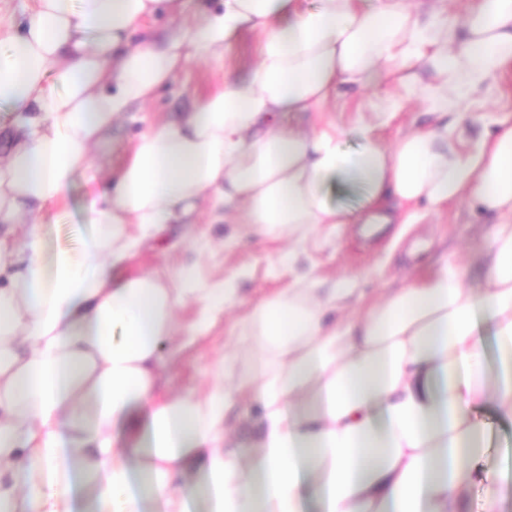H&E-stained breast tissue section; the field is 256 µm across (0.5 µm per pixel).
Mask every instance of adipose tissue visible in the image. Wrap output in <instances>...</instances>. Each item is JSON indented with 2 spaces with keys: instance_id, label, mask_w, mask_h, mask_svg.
Listing matches in <instances>:
<instances>
[{
  "instance_id": "1",
  "label": "adipose tissue",
  "mask_w": 512,
  "mask_h": 512,
  "mask_svg": "<svg viewBox=\"0 0 512 512\" xmlns=\"http://www.w3.org/2000/svg\"><path fill=\"white\" fill-rule=\"evenodd\" d=\"M184 0H36L0 39V107L15 112L0 158V224H24L23 249L0 239V512H76L73 480L96 512H186L191 466L207 478L213 512H300L311 491L323 512H463L494 403L512 419V122L477 139L468 123L512 67V0H220L168 42L146 24ZM260 36L248 74L192 111L138 134L123 163L100 173L92 152L135 105L150 103L189 60ZM398 77L433 123L393 145L378 126L404 98L358 114V151L335 124L304 125L343 83ZM85 176L81 246L46 255L39 214L63 208ZM362 185L352 210L329 182ZM467 199L498 213L487 285L451 266L363 304L352 280L308 284L257 304L240 334L252 344L239 387L260 409L258 439L240 453L225 431L231 392L172 397L160 348L175 314L199 297L198 337L235 298L203 285L198 267L131 275L126 266L170 225L249 224L280 237L321 224H414L413 203ZM341 319L326 323L328 310ZM491 325L505 371L490 382L479 322Z\"/></svg>"
}]
</instances>
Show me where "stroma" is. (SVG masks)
<instances>
[{"label": "stroma", "mask_w": 512, "mask_h": 512, "mask_svg": "<svg viewBox=\"0 0 512 512\" xmlns=\"http://www.w3.org/2000/svg\"><path fill=\"white\" fill-rule=\"evenodd\" d=\"M258 44L256 35L246 33L224 55L191 61L151 103L133 108L113 125L106 142L93 153L94 165L118 166L132 138L151 120L190 111L223 83L225 72L245 73L257 61ZM387 92L400 96L404 90L394 84L385 90L342 86L340 108L322 113L321 118L344 125L343 147L358 150L360 141L348 126L357 103L379 100ZM82 197V184H75L67 207L45 218L41 231L48 251L77 246L89 235L90 227L82 215ZM495 222L494 215L458 201L423 214L420 223L387 224L372 236L364 235L356 224H325L298 245L288 238L260 236L248 224L201 223L186 229L181 249L170 250L165 241L143 248L132 259L130 273L146 274L192 259L199 264L205 280L212 283L230 277L237 290L235 305L216 316L207 336L177 355L165 357L163 384L167 394L177 396L191 389H206L210 365L227 353L235 354L237 361L226 371L224 384L234 387L247 368L251 349L249 341L238 336V323L256 303L299 282L313 278L329 283L347 276L354 279L359 292L376 298L445 257L460 267L465 284L479 285L485 277L483 255ZM478 415L491 435V446L482 460L488 479L472 490L465 512H481L493 481L512 479V421L502 419L490 404L483 406Z\"/></svg>", "instance_id": "35a3bbf8"}]
</instances>
